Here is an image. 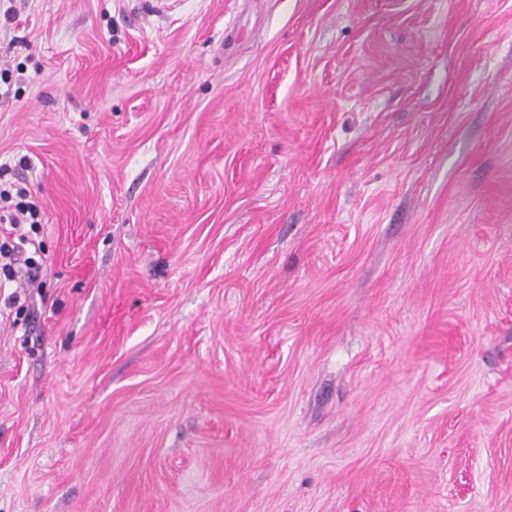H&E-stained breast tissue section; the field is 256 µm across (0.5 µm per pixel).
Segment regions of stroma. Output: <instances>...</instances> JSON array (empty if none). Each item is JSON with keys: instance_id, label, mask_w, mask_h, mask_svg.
Masks as SVG:
<instances>
[{"instance_id": "obj_1", "label": "stroma", "mask_w": 512, "mask_h": 512, "mask_svg": "<svg viewBox=\"0 0 512 512\" xmlns=\"http://www.w3.org/2000/svg\"><path fill=\"white\" fill-rule=\"evenodd\" d=\"M11 6L0 512H512V0ZM12 169L0 165V223L9 224L10 231L0 243V288L15 282L21 288L22 278L28 284L38 278L41 265L27 256L31 248L37 253L39 243L31 237L42 221L43 206L32 199L27 188L14 182H2ZM29 226V230H25ZM2 274L4 285L2 284Z\"/></svg>"}]
</instances>
